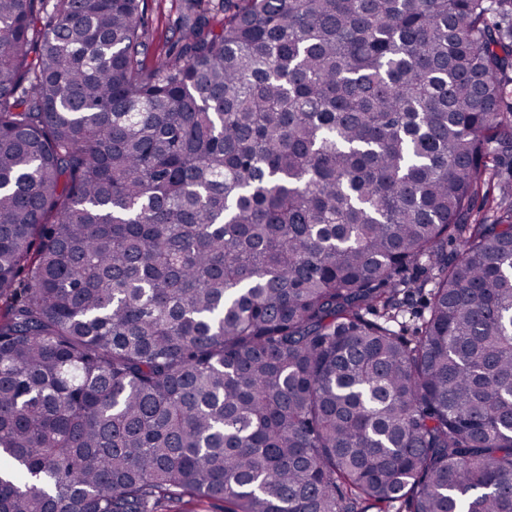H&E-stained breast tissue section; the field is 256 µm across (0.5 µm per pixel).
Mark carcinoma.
I'll list each match as a JSON object with an SVG mask.
<instances>
[{
  "label": "carcinoma",
  "mask_w": 512,
  "mask_h": 512,
  "mask_svg": "<svg viewBox=\"0 0 512 512\" xmlns=\"http://www.w3.org/2000/svg\"><path fill=\"white\" fill-rule=\"evenodd\" d=\"M142 2L0 0V512H512V0ZM183 11L184 0H145L144 22L151 42L148 64H152L156 56H162L176 39ZM163 512H224V503L217 500L196 502L184 497L166 503Z\"/></svg>",
  "instance_id": "cac0c4a2"
}]
</instances>
